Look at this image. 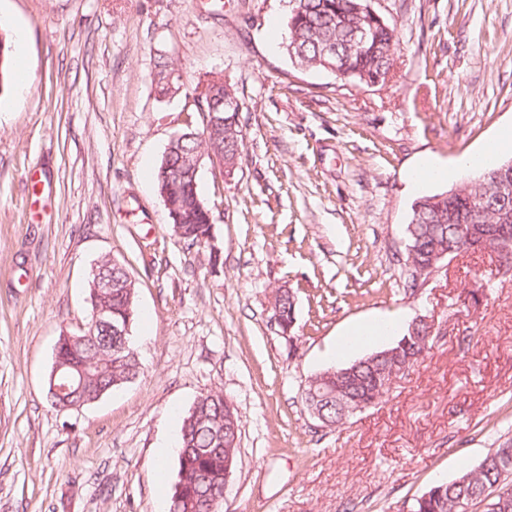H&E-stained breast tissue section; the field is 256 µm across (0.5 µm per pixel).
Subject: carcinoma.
<instances>
[{
	"label": "carcinoma",
	"mask_w": 512,
	"mask_h": 512,
	"mask_svg": "<svg viewBox=\"0 0 512 512\" xmlns=\"http://www.w3.org/2000/svg\"><path fill=\"white\" fill-rule=\"evenodd\" d=\"M358 0H300L302 11L288 16V40L285 51L292 62L308 70H322L320 63L325 48L329 47L347 70L351 79L387 73L394 65L397 50L394 30L388 25L374 27L373 35L361 53L349 51L351 34L357 16L353 5ZM11 46L6 34L0 33V94L9 87ZM236 92L233 85H223L202 101L206 119L215 115L224 119V137L219 147L225 154L242 153L243 136L239 113L224 108V96ZM195 129L186 127L181 133L186 138L177 141L169 154L163 155L155 178L157 187L170 193L171 208L167 209L171 224L179 226L180 239L191 246L202 244L210 231V209L198 191L199 175L189 166L192 154L202 147L196 139L188 138ZM502 163L482 166L475 171V179L464 181L458 189L463 200L483 196L486 211L480 213L478 223L499 224L496 216L497 188L493 180L483 176L499 169ZM464 246L458 221L448 222V196L441 192L418 198L411 206L406 225L405 257L418 262L424 252L436 247ZM99 275L113 283L110 288H99L96 275L89 274L87 297L98 300L109 310L112 322L123 326L135 316V291L126 287V269L103 259L97 265ZM114 336L106 328L86 329L80 342L64 341L56 350L62 372L73 366L87 367L84 382L70 388L60 397L48 395L51 405L65 402L90 403L134 380L140 366L133 358L111 355ZM428 344L413 341L390 359L378 362H351L349 376L332 377L321 381L315 389L324 416L335 428L350 418V408L357 402L363 407L380 401L391 389L390 373L394 366L418 363ZM238 415L233 403L223 391L211 389L200 395L182 419L177 450V479L169 498L168 512H208L210 504L221 507L224 495V474L229 458H237L239 447H228L231 430L229 415ZM476 504L484 512H512V439L499 444L475 468H464L450 482L431 485L412 504V512H468Z\"/></svg>",
	"instance_id": "cac0c4a2"
}]
</instances>
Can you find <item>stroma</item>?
<instances>
[{
  "instance_id": "stroma-1",
  "label": "stroma",
  "mask_w": 512,
  "mask_h": 512,
  "mask_svg": "<svg viewBox=\"0 0 512 512\" xmlns=\"http://www.w3.org/2000/svg\"><path fill=\"white\" fill-rule=\"evenodd\" d=\"M374 7L398 49L370 87L272 45L289 0H0L30 73L0 96V512H157L177 473L159 450L214 388L241 421L222 512H409L512 438V281L494 252L414 292L400 278L412 203L456 184L417 194L407 172L512 130V0ZM217 75L242 101L244 149L233 177L208 158L199 172L213 265L175 234L154 171L174 133L202 127L194 90ZM105 256L136 286L143 372L62 413L46 398L56 344L87 323ZM279 288L295 299L288 335ZM419 312L436 324L420 362L378 404L314 429L307 380L395 341L347 350L344 331Z\"/></svg>"
}]
</instances>
